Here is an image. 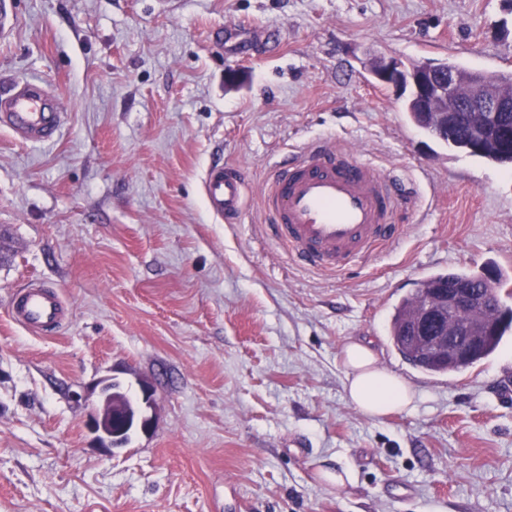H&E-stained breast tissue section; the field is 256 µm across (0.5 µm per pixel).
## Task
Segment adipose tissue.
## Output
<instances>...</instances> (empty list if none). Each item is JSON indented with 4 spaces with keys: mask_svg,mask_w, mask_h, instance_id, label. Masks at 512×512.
I'll use <instances>...</instances> for the list:
<instances>
[{
    "mask_svg": "<svg viewBox=\"0 0 512 512\" xmlns=\"http://www.w3.org/2000/svg\"><path fill=\"white\" fill-rule=\"evenodd\" d=\"M342 359L348 397L367 416L377 418L412 405L414 390L402 377L381 368L371 347L348 343Z\"/></svg>",
    "mask_w": 512,
    "mask_h": 512,
    "instance_id": "adipose-tissue-1",
    "label": "adipose tissue"
}]
</instances>
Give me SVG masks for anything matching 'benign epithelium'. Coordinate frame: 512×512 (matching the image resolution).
I'll return each mask as SVG.
<instances>
[{"mask_svg":"<svg viewBox=\"0 0 512 512\" xmlns=\"http://www.w3.org/2000/svg\"><path fill=\"white\" fill-rule=\"evenodd\" d=\"M369 72L377 83L398 94L409 91L406 101L412 111L444 118L445 130L455 127L460 112L512 113V91L506 89L499 72H474L462 85L457 69L448 62L425 59L406 66L385 56L372 58ZM494 279V274L487 273L477 288L448 289V311L460 318L456 327L444 326L438 311L417 307L412 317L413 336L419 344L416 356L433 350L452 365L470 360L495 327L489 317L496 293ZM140 392L139 405L132 412L112 399L109 379L101 382L96 398H85L86 426L106 450L119 446L120 435L129 428L146 434L152 430L153 418L143 408L152 407L153 389L142 383Z\"/></svg>","mask_w":512,"mask_h":512,"instance_id":"7a95c632","label":"benign epithelium"}]
</instances>
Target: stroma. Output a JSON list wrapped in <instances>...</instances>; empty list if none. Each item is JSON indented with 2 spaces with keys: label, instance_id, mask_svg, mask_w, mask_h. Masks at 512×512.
I'll return each mask as SVG.
<instances>
[{
  "label": "stroma",
  "instance_id": "1",
  "mask_svg": "<svg viewBox=\"0 0 512 512\" xmlns=\"http://www.w3.org/2000/svg\"><path fill=\"white\" fill-rule=\"evenodd\" d=\"M12 3L0 82L40 80L66 122L40 145L0 127V512H512V330L443 375L388 335L430 275L512 280V166L449 150L368 73H512V0ZM320 142L413 189L400 240L342 272L298 265L262 213L273 161ZM216 157L248 186L235 224L203 197ZM31 280L69 306L55 331L10 321ZM354 340L415 409L351 403ZM105 377L154 390L152 431L110 452L82 401Z\"/></svg>",
  "mask_w": 512,
  "mask_h": 512
}]
</instances>
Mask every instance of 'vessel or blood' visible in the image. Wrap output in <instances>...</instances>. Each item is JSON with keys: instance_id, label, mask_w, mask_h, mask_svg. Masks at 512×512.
I'll return each instance as SVG.
<instances>
[{"instance_id": "1", "label": "vessel or blood", "mask_w": 512, "mask_h": 512, "mask_svg": "<svg viewBox=\"0 0 512 512\" xmlns=\"http://www.w3.org/2000/svg\"><path fill=\"white\" fill-rule=\"evenodd\" d=\"M63 120L53 94L34 80L15 79L0 89V127L25 141L51 140ZM202 190L216 218L232 224L243 214L247 184L238 169L211 163ZM408 197L401 178L326 144L275 164L264 207L274 237L293 250L299 263L337 271L368 257L377 244L398 238L396 215ZM65 312L61 295L51 288L25 286L11 301L12 319L33 333L53 330Z\"/></svg>"}]
</instances>
